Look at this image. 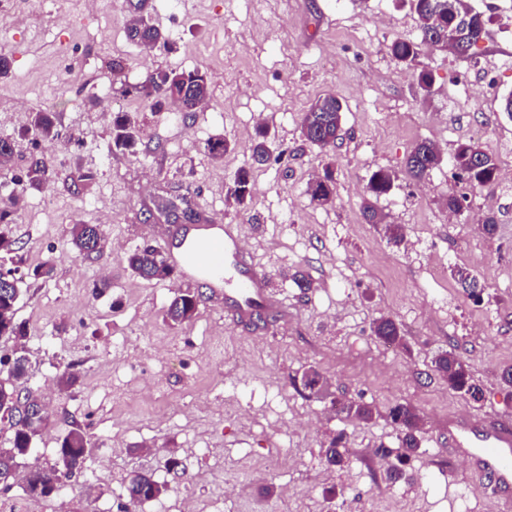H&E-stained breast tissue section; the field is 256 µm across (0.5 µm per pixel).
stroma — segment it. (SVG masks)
<instances>
[{
	"label": "stroma",
	"instance_id": "35a3bbf8",
	"mask_svg": "<svg viewBox=\"0 0 512 512\" xmlns=\"http://www.w3.org/2000/svg\"><path fill=\"white\" fill-rule=\"evenodd\" d=\"M470 4L489 18L471 58L427 51L406 67L388 50L394 38L419 37L403 0H153L151 21L169 37L153 51L127 39L126 0H0V53L11 59L0 79V137L17 141L0 198H19L11 229L27 266L54 264L49 280L24 278L17 317L30 332L19 345L0 339V354L23 348L25 386L49 417L33 441L40 464L55 462L75 423L95 449L121 438L108 468L67 481L70 512L106 500L125 512L114 497L142 470L166 486L144 512L162 504L178 512L187 495L197 512H210L219 495L224 512H512L472 494L468 462L448 454L449 411L512 414V385L500 378L512 366V182L474 189L451 219L442 205L456 185L449 159L461 142L479 139L500 170L512 169V118L499 110L512 93V0ZM116 62L129 84L159 67L206 71V111L185 119L120 96ZM423 69L434 77L428 96L417 84ZM328 91L344 104L343 138L325 156L302 142L299 120ZM37 110L55 114L56 140L22 136ZM118 112L138 118L136 154L112 145ZM261 128L285 154L253 169L242 210L227 189ZM217 135L236 150L213 158L207 144ZM421 141L442 161L416 182L405 161ZM33 154L55 176L26 192ZM78 168L95 180L74 185ZM380 168L394 176L378 206L404 228L397 247L362 215L367 179ZM328 169L336 198L311 204L306 187ZM166 193L189 195L207 223L244 225L248 249L291 311L287 323L244 328L209 294L192 322L164 320L174 293L201 281L178 272L146 281L124 256L143 244L171 252L168 227L151 212ZM489 215L497 220L490 236L481 229ZM76 224L101 226V257L72 249ZM298 269L309 291L294 283ZM461 270L480 281L479 298L463 291ZM103 280L108 290L94 293ZM381 316L399 324L403 346L372 336ZM450 349L483 387L481 401L434 372L436 355ZM312 366L333 397L373 405L375 421L344 419L328 400L298 392L294 378ZM68 372L77 381L63 392ZM398 403L421 418L420 450L406 466L412 481L392 484L375 450L398 447L388 418ZM338 434L350 458L344 468L324 459V443ZM172 456L183 472L166 469Z\"/></svg>",
	"mask_w": 512,
	"mask_h": 512
}]
</instances>
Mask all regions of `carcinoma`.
<instances>
[{
	"label": "carcinoma",
	"instance_id": "cac0c4a2",
	"mask_svg": "<svg viewBox=\"0 0 512 512\" xmlns=\"http://www.w3.org/2000/svg\"><path fill=\"white\" fill-rule=\"evenodd\" d=\"M129 19L126 23L127 38L152 51L166 47L167 39L157 27L151 25L146 17L149 0H128ZM410 8L418 20L420 40L397 38L389 45V52L399 63L409 66L420 56L422 51L436 47L440 38L453 41V54L467 59L470 51L483 37L490 19L475 11L468 0H414ZM121 93L125 96L134 95L153 108L166 103L175 105L186 115L193 114L208 101L211 95V83L202 70H177L157 68L146 74L144 79L132 86L121 84ZM342 101L333 93L318 96L308 109L301 114L299 127L303 141L322 152L336 145L342 127ZM27 132L35 139L54 140L58 131L54 116L50 112H34ZM112 143L117 149L131 154L137 152L139 143L137 123L130 113H118L112 121ZM210 153L215 157L236 149V145L224 136L218 135L208 143ZM250 165H264L274 154L273 142L267 133L261 132L258 138L248 147ZM15 162V145L10 138H0V171L9 169ZM441 163L440 152L431 142L416 144L406 160V174L413 180H422ZM450 164L456 171L458 182L471 189L491 188L494 186L498 164L492 154L482 144L469 140L458 145ZM53 175L49 161L43 157L33 156L28 160L26 168L25 189L40 190L46 188ZM394 185L393 174L384 168L374 171L367 182L364 203V215L368 223L383 225L384 235L388 242L395 246L404 241L403 228L399 224L384 223V215L378 207L380 198L390 193ZM336 187L332 172L325 171L324 176L310 182L307 194L310 202L324 206L333 202ZM229 195L241 208H246L251 200L250 169L244 167L235 174ZM103 232L97 224H76L71 231V243L78 253L85 258L99 257L102 253ZM17 241L0 229V260L13 264L23 263L19 255ZM129 269L140 278L165 280L173 274L170 263L163 254L150 245L137 246L127 253ZM9 284H0V338L8 337L21 341L29 334L27 324L16 318L17 303L21 295L22 280L7 271ZM203 293L199 291H178L164 311V320L173 326H180L192 321L198 314ZM371 333L376 338L390 344L403 345L404 336L398 324L390 317L381 316L372 321ZM7 371L10 378L21 380L27 374L25 359H15L8 355H0V372ZM434 371L441 376L448 387L455 392L479 401L483 398V388L477 384L467 363L450 349L440 353L434 359ZM294 387L301 393L326 397L327 382L314 367L305 370L301 377L294 380ZM30 397L13 384L0 382V406H11L26 403ZM332 406L344 418L371 423L375 419V410L370 404L342 402L331 399ZM388 418L396 427L400 447L403 452L397 456V463L390 465L388 478L396 481L404 475L400 464L413 455L418 454L419 415L415 409L404 403H397L389 409ZM13 435L10 446L0 448V484L3 488L11 487L9 480L15 477L18 459L30 456L34 437L41 430L42 416L35 415L24 423L13 422ZM341 438H332L325 449L326 462L332 466L345 463V451L339 448ZM90 451V441L81 426H76L63 439L56 462L51 466H36L25 478V492L32 498H46L58 493L62 488V479L73 474ZM130 500L139 503L157 498L164 490L149 473H139L132 477L126 487Z\"/></svg>",
	"mask_w": 512,
	"mask_h": 512
}]
</instances>
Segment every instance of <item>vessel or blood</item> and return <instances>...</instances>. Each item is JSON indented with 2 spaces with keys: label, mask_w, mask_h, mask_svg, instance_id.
I'll return each instance as SVG.
<instances>
[{
  "label": "vessel or blood",
  "mask_w": 512,
  "mask_h": 512,
  "mask_svg": "<svg viewBox=\"0 0 512 512\" xmlns=\"http://www.w3.org/2000/svg\"><path fill=\"white\" fill-rule=\"evenodd\" d=\"M170 259L184 274L223 290L224 310L238 324L250 326L275 315L288 316L269 274L254 265L241 225H199ZM448 454L468 459L475 493L494 501L512 500L511 417L449 413Z\"/></svg>",
  "instance_id": "vessel-or-blood-1"
}]
</instances>
